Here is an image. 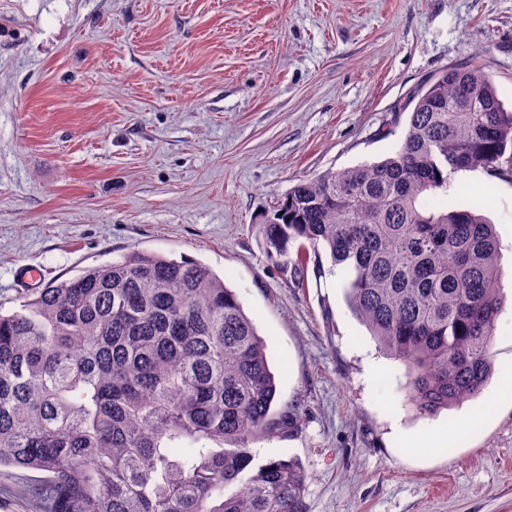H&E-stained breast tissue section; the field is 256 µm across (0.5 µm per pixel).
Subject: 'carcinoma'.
Wrapping results in <instances>:
<instances>
[{"label": "carcinoma", "instance_id": "obj_1", "mask_svg": "<svg viewBox=\"0 0 512 512\" xmlns=\"http://www.w3.org/2000/svg\"><path fill=\"white\" fill-rule=\"evenodd\" d=\"M414 101L391 156L293 186L263 232L295 274L323 252L349 270L351 314L434 414L490 376L502 269L487 199L420 200L460 170L512 181V110L477 57ZM275 399L253 321L196 261L133 251L0 311V472L45 474L14 488L39 512H305L300 463L250 450L299 425Z\"/></svg>", "mask_w": 512, "mask_h": 512}]
</instances>
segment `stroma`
Wrapping results in <instances>:
<instances>
[{
    "label": "stroma",
    "instance_id": "obj_1",
    "mask_svg": "<svg viewBox=\"0 0 512 512\" xmlns=\"http://www.w3.org/2000/svg\"><path fill=\"white\" fill-rule=\"evenodd\" d=\"M481 57L512 107V0H0V301L132 251L208 265L298 410L306 512H512V182L485 194L504 302L474 399L417 411L350 313L342 267L294 276L263 218L301 180L391 155L409 103Z\"/></svg>",
    "mask_w": 512,
    "mask_h": 512
}]
</instances>
